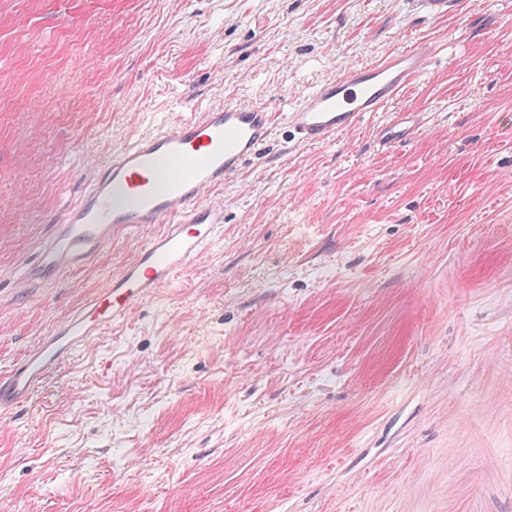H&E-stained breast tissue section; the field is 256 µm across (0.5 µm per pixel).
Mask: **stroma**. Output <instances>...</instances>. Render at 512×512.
I'll use <instances>...</instances> for the list:
<instances>
[{"instance_id": "obj_1", "label": "stroma", "mask_w": 512, "mask_h": 512, "mask_svg": "<svg viewBox=\"0 0 512 512\" xmlns=\"http://www.w3.org/2000/svg\"><path fill=\"white\" fill-rule=\"evenodd\" d=\"M416 40L414 138L277 122L223 239L0 410V512H512V0H0V373L162 232L19 286L114 149Z\"/></svg>"}]
</instances>
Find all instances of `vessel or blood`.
I'll list each match as a JSON object with an SVG mask.
<instances>
[{"instance_id":"b4317fda","label":"vessel or blood","mask_w":512,"mask_h":512,"mask_svg":"<svg viewBox=\"0 0 512 512\" xmlns=\"http://www.w3.org/2000/svg\"><path fill=\"white\" fill-rule=\"evenodd\" d=\"M435 52L432 43L415 41L378 62L348 66L300 93L282 113L293 140L301 146L326 145L355 129L428 75ZM275 116L266 105L212 108L113 150L79 200L55 220L35 259L19 269L18 279L45 286L84 268L118 228L161 224L165 230L0 374V407L28 399L66 359L171 284L223 234L224 205L204 194L238 173L260 150ZM416 126L414 114L396 113L381 127L380 142L392 146L406 141Z\"/></svg>"}]
</instances>
